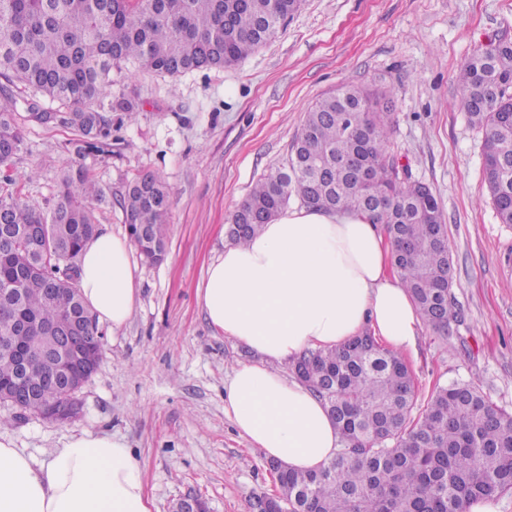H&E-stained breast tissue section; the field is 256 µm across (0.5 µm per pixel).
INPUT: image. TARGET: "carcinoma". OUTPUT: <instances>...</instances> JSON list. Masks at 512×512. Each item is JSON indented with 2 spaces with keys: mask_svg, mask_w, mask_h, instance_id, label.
I'll return each instance as SVG.
<instances>
[{
  "mask_svg": "<svg viewBox=\"0 0 512 512\" xmlns=\"http://www.w3.org/2000/svg\"><path fill=\"white\" fill-rule=\"evenodd\" d=\"M303 0H0V213L18 229L41 228L38 246L0 238V289H20L19 305H0V337L8 325L33 318L12 336L30 353L31 378L54 368L45 323L59 326L66 312L84 306L78 288L79 255L99 232L94 212L112 203L85 159L112 154L113 132L139 109L112 92V68L122 63L171 77L224 68L274 39ZM20 82L32 92L28 118L74 128L78 162L60 179L56 202L43 210L26 201L11 176L23 143L16 101ZM460 104L483 134L484 180L502 223L512 224V41L474 53L456 75ZM378 96L346 85L306 111L285 164L259 178L233 212L236 244L255 236L296 200L333 212H358L382 225L394 246L393 264L418 313L446 335L457 320L447 239L437 241L431 221L445 222L434 194L413 197L408 168L389 150L392 108ZM65 112H47L40 99ZM119 205L131 241L151 262L164 259V225L172 190L158 175L135 177ZM293 374L327 406L340 445L313 472L285 470L288 512H465L478 500L512 493V414L472 384L437 386L413 413L417 389L402 355L363 333L332 350H309ZM16 374L0 350V388Z\"/></svg>",
  "mask_w": 512,
  "mask_h": 512,
  "instance_id": "1",
  "label": "carcinoma"
}]
</instances>
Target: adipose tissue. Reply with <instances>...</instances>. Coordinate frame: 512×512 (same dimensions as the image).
<instances>
[{"instance_id": "obj_1", "label": "adipose tissue", "mask_w": 512, "mask_h": 512, "mask_svg": "<svg viewBox=\"0 0 512 512\" xmlns=\"http://www.w3.org/2000/svg\"><path fill=\"white\" fill-rule=\"evenodd\" d=\"M128 237L103 232L82 251L78 285L97 320L121 329L137 301ZM208 323L256 355L232 369L224 411L254 447L298 472L335 456L323 402L281 365L338 347L364 329L414 347L417 310L393 246L360 213L291 206L245 245L227 247L197 289ZM0 512H151L139 461L122 440L86 432L45 462L0 440Z\"/></svg>"}]
</instances>
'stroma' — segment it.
I'll list each match as a JSON object with an SVG mask.
<instances>
[{"label": "stroma", "mask_w": 512, "mask_h": 512, "mask_svg": "<svg viewBox=\"0 0 512 512\" xmlns=\"http://www.w3.org/2000/svg\"><path fill=\"white\" fill-rule=\"evenodd\" d=\"M497 37L512 39V0H305L236 66L177 78L113 69V91L141 107L93 173L116 198L137 175L165 180L174 192L166 256L158 265L134 257L138 306L120 330L100 324L103 359L78 393L79 415L54 423L0 404V432L37 462L70 436L106 433L141 463L152 512H173L188 494L208 512H254L276 485L263 451L224 412V382L252 356L209 325L197 288L224 254L231 214L285 162L309 106L348 83L392 87L390 151L431 187L446 219L460 316L445 336L420 326L405 353L417 401L461 379L512 412V224L488 196L482 134L454 106L457 70ZM19 125L14 171H39L22 193L50 208L77 133Z\"/></svg>", "instance_id": "obj_1"}]
</instances>
